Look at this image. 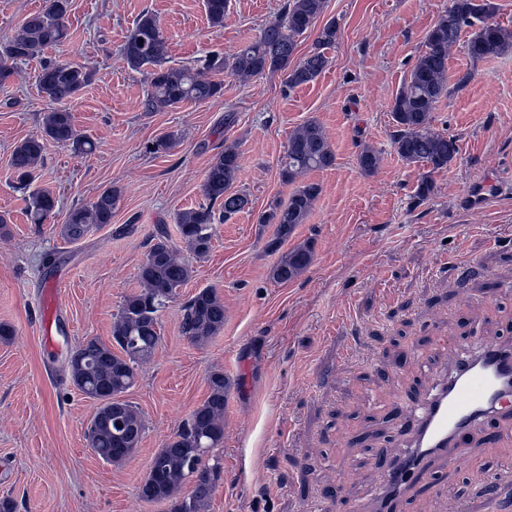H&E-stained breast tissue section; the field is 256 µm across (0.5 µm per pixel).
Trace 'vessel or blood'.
I'll use <instances>...</instances> for the list:
<instances>
[{
  "label": "vessel or blood",
  "instance_id": "b4317fda",
  "mask_svg": "<svg viewBox=\"0 0 512 512\" xmlns=\"http://www.w3.org/2000/svg\"><path fill=\"white\" fill-rule=\"evenodd\" d=\"M47 351H57L54 326L62 316L57 280L43 290L39 306ZM455 353L434 377L432 388L415 398L401 425L403 445L378 452L382 464L372 512H400L404 499L430 485V464L472 465L466 441L489 420L512 421V344L489 336L467 342L448 337Z\"/></svg>",
  "mask_w": 512,
  "mask_h": 512
}]
</instances>
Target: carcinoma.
Returning <instances> with one entry per match:
<instances>
[{"label":"carcinoma","instance_id":"carcinoma-1","mask_svg":"<svg viewBox=\"0 0 512 512\" xmlns=\"http://www.w3.org/2000/svg\"><path fill=\"white\" fill-rule=\"evenodd\" d=\"M326 0H285L278 19L266 25L259 36L233 53L213 51L194 67L168 65L167 40L156 17L144 12L127 37L122 56L131 69L146 73L149 89L142 102L144 111L158 112L176 108L184 102L205 103L223 95V82L217 76L227 73L248 81L265 73H280L284 86L293 89L316 80L329 66L327 50L337 38L336 23L326 22L318 31L315 46L295 58L298 38L315 28ZM211 25H224L228 0H204ZM69 0H43L42 6L26 16L15 35L0 50V88L17 73L20 62L42 60L36 78L39 94L48 102L43 114V134L18 142L10 158L16 185L28 190L27 218L32 224H44L53 217L57 200L46 188L30 190L43 167L45 142L69 147L80 155L93 153L95 142L75 127L68 103L93 79L87 66L68 60L44 59L47 49L58 47L68 38ZM494 13L491 0H450V4L429 29L416 62L398 89L391 109L395 130L392 145L408 164L427 168L422 177L415 204L433 192L431 174L448 169L458 154L454 138L431 127L432 112L448 95V51L455 46L467 27L474 28L466 42L474 60L498 55L512 48V32L488 21ZM179 144L175 133H167L150 145L153 154L168 153ZM335 152L320 123L308 120L288 139L280 164L282 183L293 186L288 201L272 200L260 213L258 223L273 224V237L267 251L278 254L270 266L269 278L288 284L305 272L312 260L314 241L307 240L283 251L282 244L296 227L305 223L321 192L315 182L300 178L335 164ZM365 173L380 164L379 154L363 148L358 157ZM241 170L240 150L235 142L211 160L201 185L205 202L177 214L176 223L185 249L195 258L208 255L212 247V226L229 220L245 210L251 200L233 189ZM119 201L117 190L109 187L94 200L73 207L61 228L64 239L76 242L94 225L112 223ZM138 279L140 290L124 297L112 326V343L96 338L86 341L69 359L73 384L98 401V407L85 431L90 448L103 460L119 463L138 447L145 424L141 413L128 401L113 405V399L133 387L137 369L147 363L161 340L158 312L176 298L177 290L191 277V264L170 244L165 230L153 236ZM224 327V300L213 287L200 289L181 307V332L193 343H204ZM209 393L168 441L152 457L140 496L147 502H172L171 512H206L210 497L221 477L220 458L210 464L202 451L219 447L224 441V408L229 378L221 370L208 376ZM191 484V492L179 496L182 486Z\"/></svg>","mask_w":512,"mask_h":512}]
</instances>
